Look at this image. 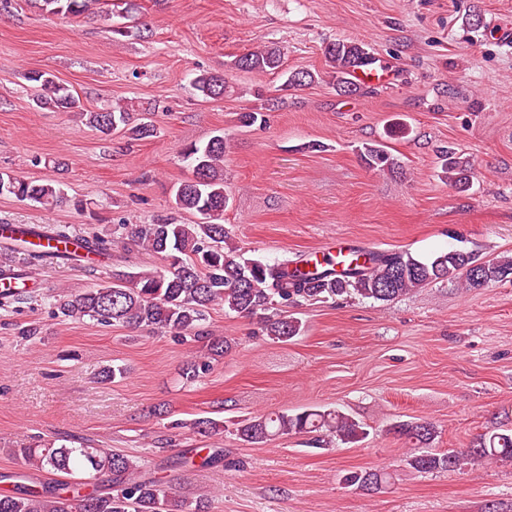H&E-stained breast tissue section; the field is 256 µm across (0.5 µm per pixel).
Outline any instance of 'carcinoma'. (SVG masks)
Wrapping results in <instances>:
<instances>
[{"label": "carcinoma", "mask_w": 512, "mask_h": 512, "mask_svg": "<svg viewBox=\"0 0 512 512\" xmlns=\"http://www.w3.org/2000/svg\"><path fill=\"white\" fill-rule=\"evenodd\" d=\"M40 9L56 15L79 17L93 13L100 0H35ZM329 63L328 84L340 95L361 91L350 79L358 63L373 59L364 44L338 40L325 47ZM285 53L275 45H260L235 60V67L253 73L283 72ZM25 79L33 83L39 102L61 110L80 107L72 90L51 74L30 71ZM315 76L305 70L288 73L286 89L305 87ZM197 95L214 99L224 95V76L201 71L192 79ZM85 125L105 135L129 131L140 140L156 136L150 122H132L131 109L116 105L82 113ZM227 141L217 134L203 145H189L180 156L193 178L174 191L175 209L197 217L191 224H179L173 217H158L149 224H120L105 235L86 240L90 254L112 255L118 238L126 248H144L164 261L159 268L119 270L112 281L59 296L57 314L67 318L89 317L102 325L163 330L181 339L208 337V310L222 304L227 312L259 318L266 335L287 341L301 332V322L285 314L284 308L304 301H327L357 296L389 302L416 288L448 282L479 290L493 282L512 278V258L485 260L471 251L451 249L429 259L418 260L403 252H376L356 257L335 268L306 269L301 260L244 259L224 228L229 199L224 191V155ZM360 156L379 171L399 167L385 143H363ZM444 177L448 184L465 191L470 185L471 164L455 148L441 151ZM9 195L36 207H51L66 200L59 179L31 181L0 172V195ZM10 237H24L28 246L46 236L35 227H9ZM229 343L224 338L209 340L207 359L193 361L184 372L192 382L208 361L224 357ZM198 433L208 437L224 433V424L211 418L195 422ZM397 432L423 452L407 456V464L420 472L454 471L465 461L512 460V429L488 431L463 452L433 453L426 447L435 431L428 422L400 421ZM236 435L259 444L282 435L321 433L319 443L350 444L366 437L363 426L338 410L306 409L298 413H271L236 423ZM28 468L69 477L67 482L40 486L18 485L17 490L0 493V512H209V504L189 496L182 488L160 479L141 475L137 462L84 441L59 446L14 449ZM348 487L377 490L386 481L377 470L350 471L342 476Z\"/></svg>", "instance_id": "carcinoma-1"}]
</instances>
